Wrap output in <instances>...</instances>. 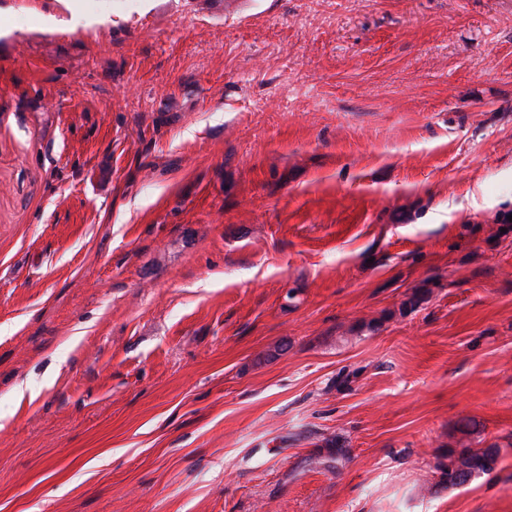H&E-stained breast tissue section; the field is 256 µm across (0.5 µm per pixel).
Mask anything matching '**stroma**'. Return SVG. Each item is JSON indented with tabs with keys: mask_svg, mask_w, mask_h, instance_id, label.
Returning <instances> with one entry per match:
<instances>
[{
	"mask_svg": "<svg viewBox=\"0 0 512 512\" xmlns=\"http://www.w3.org/2000/svg\"><path fill=\"white\" fill-rule=\"evenodd\" d=\"M0 512H512V0H0ZM489 448H459L449 449L447 462L438 466L444 483L448 486H462L478 474L489 473L484 460Z\"/></svg>",
	"mask_w": 512,
	"mask_h": 512,
	"instance_id": "35a3bbf8",
	"label": "stroma"
}]
</instances>
